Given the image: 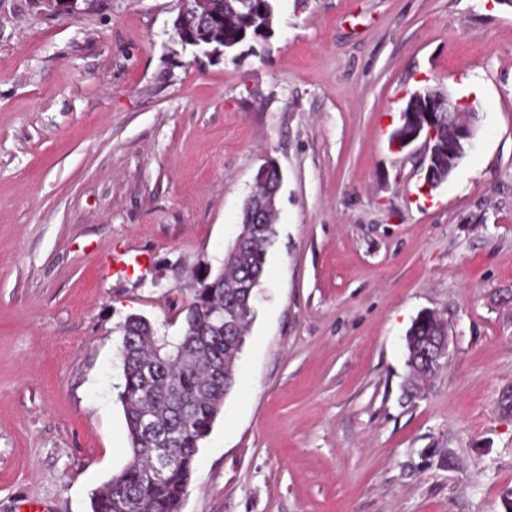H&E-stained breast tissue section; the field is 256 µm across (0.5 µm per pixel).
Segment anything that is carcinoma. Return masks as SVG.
I'll list each match as a JSON object with an SVG mask.
<instances>
[{"label":"carcinoma","mask_w":512,"mask_h":512,"mask_svg":"<svg viewBox=\"0 0 512 512\" xmlns=\"http://www.w3.org/2000/svg\"><path fill=\"white\" fill-rule=\"evenodd\" d=\"M277 0H207L216 20L206 35L215 51L229 56L250 42L270 37ZM262 192L251 193L240 226L260 213L239 248L228 251L223 268L198 278L199 287L184 308L183 333L176 342L158 335L155 324L130 315L121 324L120 354L124 384L118 399L123 407L132 456L91 498L92 512H116V498L131 494L143 512H180L195 470L199 444L210 433L224 399L235 385L236 365L249 325L255 317V292L264 273L267 248L276 236L275 209L259 205ZM429 312L417 319L412 339L433 331ZM149 414L155 426L176 428V458L164 476H149L159 448L151 445L138 421Z\"/></svg>","instance_id":"cac0c4a2"}]
</instances>
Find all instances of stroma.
I'll list each match as a JSON object with an SVG mask.
<instances>
[{"mask_svg": "<svg viewBox=\"0 0 512 512\" xmlns=\"http://www.w3.org/2000/svg\"><path fill=\"white\" fill-rule=\"evenodd\" d=\"M176 0H0V512H91L130 459L120 324L179 336L258 168L277 237L181 512H505L512 489V0H279L237 61ZM480 104L424 191L412 92ZM432 311L450 356L412 380ZM192 1L193 0H178L179 17L175 21L174 30L178 36H181L184 42L191 43L193 47L202 51L203 54L214 55V52L210 50L206 44L202 43L200 40L192 39L185 34L192 25L205 17V15H201L197 9L193 10L192 8H189V3Z\"/></svg>", "mask_w": 512, "mask_h": 512, "instance_id": "35a3bbf8", "label": "stroma"}]
</instances>
